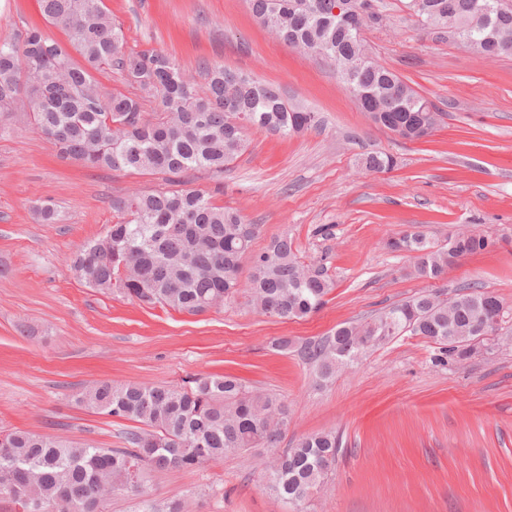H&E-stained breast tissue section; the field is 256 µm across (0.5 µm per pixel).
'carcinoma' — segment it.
<instances>
[{"label":"carcinoma","mask_w":512,"mask_h":512,"mask_svg":"<svg viewBox=\"0 0 512 512\" xmlns=\"http://www.w3.org/2000/svg\"><path fill=\"white\" fill-rule=\"evenodd\" d=\"M254 16L284 42L319 49L337 72L363 53V35L336 23V0H248ZM44 16L66 39L46 37L36 26L0 38V137L13 122L25 121L65 160L91 168L160 173L172 183L195 170L215 175L247 148L250 127L288 137L319 123L316 113L288 104L275 88L220 64L204 67L205 83L191 82L176 60L162 51L124 52L121 26L102 0H41ZM81 61H76L73 54ZM118 67L137 90L128 96L103 90L94 72ZM354 84L366 93L362 111L374 112L387 129L426 127L420 96L396 72L369 58ZM150 98L158 111H144ZM369 171L394 166L392 156L369 153ZM115 222L83 244L72 269L85 285L118 293L142 305L159 304L197 315L243 292L256 312L288 321L317 311L334 288L324 266L311 278L310 264L286 236L254 251L257 224L215 205L198 189H158L112 198ZM394 251L412 254L414 275L435 279L448 272V251L427 233L404 230L390 241ZM493 240L474 234L455 239L465 257L489 250ZM249 258L247 282L241 262ZM457 308L438 296L419 294L368 322L345 323L329 336L304 343L301 358L317 379L358 361L361 336L383 345L407 333L435 345L434 361L461 360L475 324L489 319L496 296L468 286L458 291ZM76 401L95 414L132 420L123 448L51 438L26 430L0 431V482L15 479L18 490L6 501L18 512H104L98 478L114 491L133 492L132 475L148 469H184L227 454L276 448L288 426V406L270 393L249 389L233 375L208 374L192 386L95 382ZM342 436L324 431L304 436L263 469L266 486L292 507L301 506L324 483L325 462L335 463ZM137 512H187L179 499H142Z\"/></svg>","instance_id":"cac0c4a2"}]
</instances>
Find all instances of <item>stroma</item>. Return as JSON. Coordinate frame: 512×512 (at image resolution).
<instances>
[{
  "label": "stroma",
  "instance_id": "35a3bbf8",
  "mask_svg": "<svg viewBox=\"0 0 512 512\" xmlns=\"http://www.w3.org/2000/svg\"><path fill=\"white\" fill-rule=\"evenodd\" d=\"M105 4L126 52L164 51L195 77L202 62L218 63L318 114L317 127L288 137L248 130L247 149L222 175L201 171L185 182L260 225L255 249L288 235L335 286L319 310L285 323L260 316L240 295L190 315L88 287L70 258L112 224L113 197L166 181L61 160L15 123L0 138V430L120 448L130 422L78 405L85 385L181 386L231 374L284 398L283 445L321 431L342 436L324 489L301 512H512V344L440 366L431 343L404 335L326 385L298 351L342 323L464 285L493 293L512 312V56L489 59L423 33L400 0H374L381 20L365 32L370 51L440 113L432 136L409 141L370 125L335 68L276 39L246 0ZM31 25L64 37L38 0H0V36ZM370 152L392 155L395 167L364 169ZM47 199L59 213L53 224L34 212ZM413 224L441 243L465 228L494 245L444 278H417L411 256L386 247ZM279 337L292 348H272ZM264 484L254 453L243 452L149 471L142 491L186 500L190 512H285Z\"/></svg>",
  "mask_w": 512,
  "mask_h": 512
}]
</instances>
